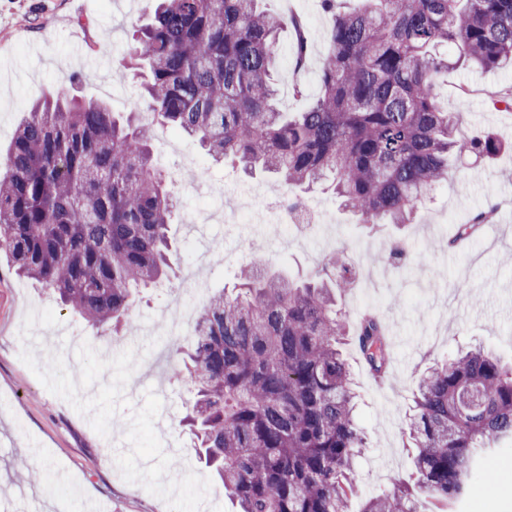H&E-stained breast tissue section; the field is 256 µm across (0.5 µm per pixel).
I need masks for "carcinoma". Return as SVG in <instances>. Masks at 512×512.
<instances>
[{
    "label": "carcinoma",
    "instance_id": "obj_1",
    "mask_svg": "<svg viewBox=\"0 0 512 512\" xmlns=\"http://www.w3.org/2000/svg\"><path fill=\"white\" fill-rule=\"evenodd\" d=\"M322 0L330 50L320 93L304 112L278 105L280 33L302 18L263 0H157L133 34L131 67L144 77L153 124L74 97L28 110L0 160V254L94 327L130 334L138 293L168 277L172 179L154 162L152 125L194 140L213 161L259 166L284 187L332 176L342 207L365 224H410L452 174L450 157L490 159L493 134L457 140L461 117L435 91L449 56L481 68L512 66V0ZM477 213L458 240L492 221ZM409 266L405 243L377 255ZM231 292L213 295L193 335L176 342L196 395L182 422L240 512H346L367 448L342 345L349 337L382 373L386 327L374 313L350 326L336 295L354 283L339 251L295 284L248 264ZM416 448L413 481L370 498L362 512H417L418 492L447 512L466 492L483 452L512 437V366L481 348L433 362L405 420Z\"/></svg>",
    "mask_w": 512,
    "mask_h": 512
}]
</instances>
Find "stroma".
<instances>
[{
    "label": "stroma",
    "instance_id": "1",
    "mask_svg": "<svg viewBox=\"0 0 512 512\" xmlns=\"http://www.w3.org/2000/svg\"><path fill=\"white\" fill-rule=\"evenodd\" d=\"M273 14L293 13L309 25L306 91H294L293 34L281 33L277 62L280 105L305 111L318 95V71L329 48V20L320 0H264ZM154 0H0V156L33 104L60 94L108 103L125 112L141 98L142 79L127 69L133 31L146 23ZM512 86V69L453 65L436 102L461 115L458 140L494 133L507 150L486 161L460 156L447 183L434 190L414 223L376 227L338 210L331 191L308 200L320 212L304 239L282 245L268 198L282 186L265 173L245 176L232 163L213 164L199 148L156 127L152 149L175 179L177 251L170 280L141 293L137 330L126 337L92 327L43 285L19 277L0 259V512H60L74 500L86 512H235L236 504L200 462L180 425L194 397L179 355L157 325L161 309L198 289L232 288L240 266L271 261L297 279L327 254L344 251L354 287L337 297L349 320L366 310L393 328L384 382H376L353 348L345 353L358 385V420L368 447L356 467L358 494L348 512L414 476V451L403 434L419 374L432 362L482 345L512 363V110L494 108L493 92ZM494 208L493 223L468 242L449 247L460 225ZM396 238L427 266L408 275L373 272L370 259ZM202 260L199 279L184 278L187 241ZM111 428H104V420ZM178 476L167 469L170 459ZM496 483L473 479L456 512H512V440L486 457Z\"/></svg>",
    "mask_w": 512,
    "mask_h": 512
}]
</instances>
